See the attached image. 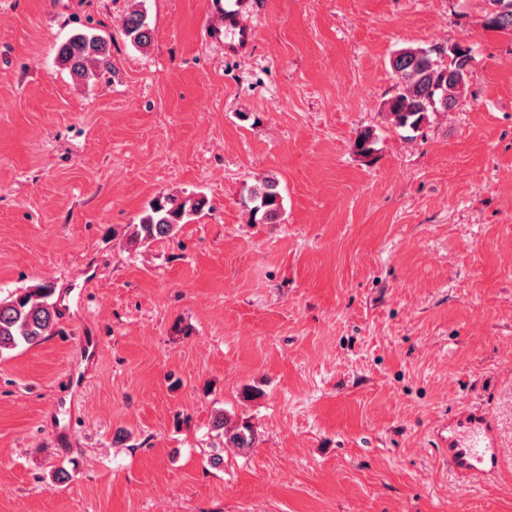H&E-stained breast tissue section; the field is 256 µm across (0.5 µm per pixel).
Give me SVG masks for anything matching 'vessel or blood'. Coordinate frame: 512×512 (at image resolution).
Masks as SVG:
<instances>
[{
    "label": "vessel or blood",
    "mask_w": 512,
    "mask_h": 512,
    "mask_svg": "<svg viewBox=\"0 0 512 512\" xmlns=\"http://www.w3.org/2000/svg\"><path fill=\"white\" fill-rule=\"evenodd\" d=\"M262 0H222L224 53L243 57L256 47L258 29L251 19L262 10ZM438 448L449 469L466 479L497 473L501 466V443L487 412L473 407L449 415L436 435Z\"/></svg>",
    "instance_id": "1"
}]
</instances>
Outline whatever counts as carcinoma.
I'll return each mask as SVG.
<instances>
[{
    "mask_svg": "<svg viewBox=\"0 0 512 512\" xmlns=\"http://www.w3.org/2000/svg\"><path fill=\"white\" fill-rule=\"evenodd\" d=\"M486 27L512 34V0H482ZM121 35L132 45L144 47L151 43L153 29L146 12L134 9L125 17ZM112 40L95 33H77L64 42L58 58L76 77L88 78L93 68H111ZM471 48L459 43L428 48H408L397 52L390 64L397 80V93L387 102L386 111L395 126L414 132L429 112L448 111L454 108L465 88L471 70ZM250 201L254 203L252 215L275 224L280 218L282 196L279 181L265 177L249 188ZM206 206V199L188 198L179 201L171 197L154 200L139 223L132 225L128 243L140 246L168 240L176 235L183 224L199 214ZM55 288L40 284L21 294L0 299V353L19 346L33 347L50 336L57 325V309L51 301ZM213 454L211 463L220 465L226 448H234L247 457L255 448L252 426L241 422L227 424L224 414L215 415L212 421Z\"/></svg>",
    "mask_w": 512,
    "mask_h": 512,
    "instance_id": "carcinoma-1",
    "label": "carcinoma"
}]
</instances>
